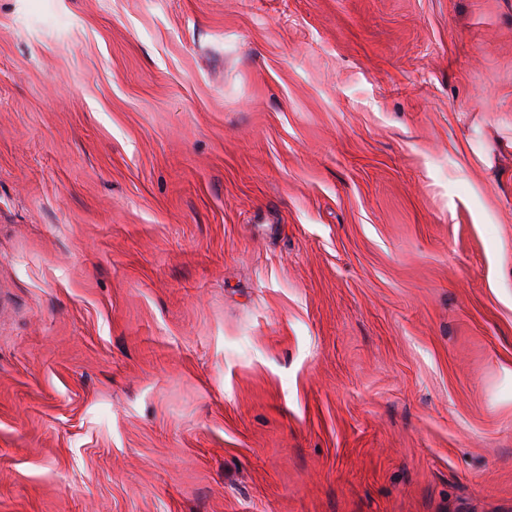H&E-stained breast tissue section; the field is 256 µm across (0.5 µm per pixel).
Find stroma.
Segmentation results:
<instances>
[{
  "label": "stroma",
  "mask_w": 512,
  "mask_h": 512,
  "mask_svg": "<svg viewBox=\"0 0 512 512\" xmlns=\"http://www.w3.org/2000/svg\"><path fill=\"white\" fill-rule=\"evenodd\" d=\"M0 512H512V0H0Z\"/></svg>",
  "instance_id": "obj_1"
}]
</instances>
